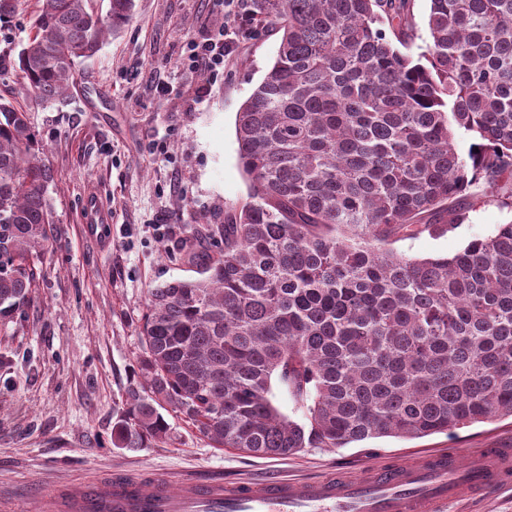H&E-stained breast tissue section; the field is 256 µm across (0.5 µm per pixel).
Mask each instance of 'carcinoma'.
Masks as SVG:
<instances>
[{
  "instance_id": "obj_1",
  "label": "carcinoma",
  "mask_w": 512,
  "mask_h": 512,
  "mask_svg": "<svg viewBox=\"0 0 512 512\" xmlns=\"http://www.w3.org/2000/svg\"><path fill=\"white\" fill-rule=\"evenodd\" d=\"M100 2L42 0L18 55L40 102L134 15ZM412 2L250 0L280 40L237 113L249 193L188 225L197 277L150 290L115 447L170 444L169 410L213 448L281 459L512 417V222L449 257L392 247L477 202L512 212V0H430L416 56ZM41 151L0 101L1 324L25 316L54 248ZM275 379L304 422L274 405Z\"/></svg>"
}]
</instances>
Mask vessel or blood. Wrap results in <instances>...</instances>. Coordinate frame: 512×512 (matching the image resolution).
I'll use <instances>...</instances> for the list:
<instances>
[{
  "mask_svg": "<svg viewBox=\"0 0 512 512\" xmlns=\"http://www.w3.org/2000/svg\"><path fill=\"white\" fill-rule=\"evenodd\" d=\"M512 486V450L484 448L465 460L435 456L420 466L393 465L361 478L294 482L278 477L225 493L220 479L168 482L106 478L58 488L37 512H447L465 496Z\"/></svg>",
  "mask_w": 512,
  "mask_h": 512,
  "instance_id": "obj_1",
  "label": "vessel or blood"
}]
</instances>
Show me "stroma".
<instances>
[{
  "instance_id": "35a3bbf8",
  "label": "stroma",
  "mask_w": 512,
  "mask_h": 512,
  "mask_svg": "<svg viewBox=\"0 0 512 512\" xmlns=\"http://www.w3.org/2000/svg\"><path fill=\"white\" fill-rule=\"evenodd\" d=\"M37 0L0 23V96L23 107L53 174L47 200L55 251L20 325L0 326V512H32L51 487L104 474L144 479L220 477L227 489L268 477L297 481L367 468L459 458L512 448V418L417 439L372 438L345 448H307L288 459L210 447L174 418L166 448L113 447L112 426L127 389L140 379L139 324L151 288L186 279L185 225L220 224L245 201L236 114L274 61L278 36H240L224 74L187 75V39L218 23L219 0H135V13L77 67L63 101L45 106L25 92L18 53ZM112 214L102 248L83 231L84 202ZM512 221L493 205L470 211L455 230L398 240L414 258L452 255Z\"/></svg>"
}]
</instances>
